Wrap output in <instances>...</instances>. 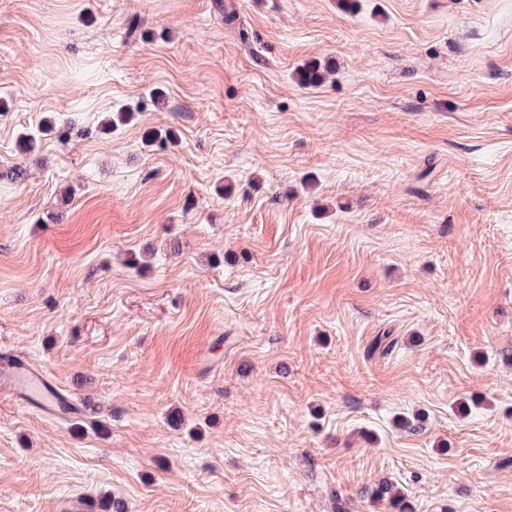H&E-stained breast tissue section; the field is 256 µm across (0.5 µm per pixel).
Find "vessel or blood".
Wrapping results in <instances>:
<instances>
[{
  "instance_id": "vessel-or-blood-1",
  "label": "vessel or blood",
  "mask_w": 512,
  "mask_h": 512,
  "mask_svg": "<svg viewBox=\"0 0 512 512\" xmlns=\"http://www.w3.org/2000/svg\"><path fill=\"white\" fill-rule=\"evenodd\" d=\"M0 391L16 396L50 420L76 416V403L37 363L12 354L0 356Z\"/></svg>"
}]
</instances>
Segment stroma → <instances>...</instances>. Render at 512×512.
<instances>
[{"label":"stroma","mask_w":512,"mask_h":512,"mask_svg":"<svg viewBox=\"0 0 512 512\" xmlns=\"http://www.w3.org/2000/svg\"><path fill=\"white\" fill-rule=\"evenodd\" d=\"M226 2L0 0V512H512V0ZM0 391L39 409L49 420H68L81 411L70 393L42 367L13 354L0 357Z\"/></svg>","instance_id":"1"}]
</instances>
